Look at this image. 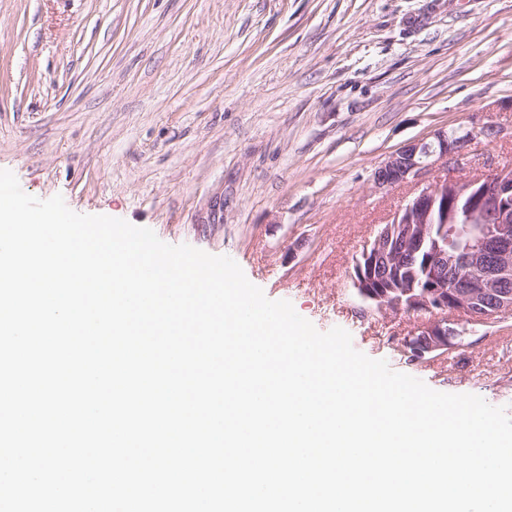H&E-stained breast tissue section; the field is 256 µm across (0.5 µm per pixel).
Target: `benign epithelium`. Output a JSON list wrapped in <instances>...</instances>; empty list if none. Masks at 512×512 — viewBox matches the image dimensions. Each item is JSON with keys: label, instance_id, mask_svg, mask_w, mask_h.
Returning <instances> with one entry per match:
<instances>
[{"label": "benign epithelium", "instance_id": "benign-epithelium-1", "mask_svg": "<svg viewBox=\"0 0 512 512\" xmlns=\"http://www.w3.org/2000/svg\"><path fill=\"white\" fill-rule=\"evenodd\" d=\"M471 140L472 133L461 128L437 129L430 140L407 144L392 153L373 174L379 189L412 184L415 194L390 216L394 224L380 225L373 241L355 259L357 274L350 278L369 308L428 315L405 341L413 361H433L461 347L470 325L512 320V170L496 166L465 178L438 183L423 180L436 161L465 168ZM439 200L443 208L459 211L466 224L493 225L489 235L463 249L434 243L432 261L452 268L457 273L455 282L440 283L433 277L424 288H397L374 277L377 266L399 267V257L388 251L393 225H405L401 235L405 249H419L431 233Z\"/></svg>", "mask_w": 512, "mask_h": 512}]
</instances>
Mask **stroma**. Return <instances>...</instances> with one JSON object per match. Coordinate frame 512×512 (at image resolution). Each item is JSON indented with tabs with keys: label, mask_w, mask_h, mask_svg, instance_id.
I'll return each instance as SVG.
<instances>
[{
	"label": "stroma",
	"mask_w": 512,
	"mask_h": 512,
	"mask_svg": "<svg viewBox=\"0 0 512 512\" xmlns=\"http://www.w3.org/2000/svg\"><path fill=\"white\" fill-rule=\"evenodd\" d=\"M442 126L475 130L473 173L512 164V0H0V169L26 194L230 257L318 331L512 415L501 331L415 362L417 315L351 285L413 194L374 170Z\"/></svg>",
	"instance_id": "obj_1"
}]
</instances>
